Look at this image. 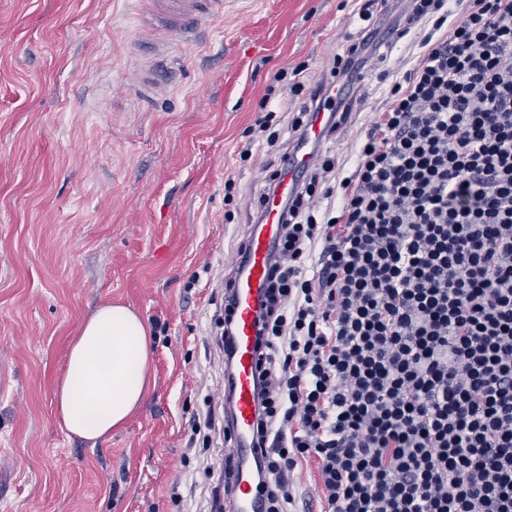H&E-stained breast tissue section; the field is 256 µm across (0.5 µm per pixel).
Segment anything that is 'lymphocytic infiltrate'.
Instances as JSON below:
<instances>
[{
  "label": "lymphocytic infiltrate",
  "mask_w": 512,
  "mask_h": 512,
  "mask_svg": "<svg viewBox=\"0 0 512 512\" xmlns=\"http://www.w3.org/2000/svg\"><path fill=\"white\" fill-rule=\"evenodd\" d=\"M362 22L288 100L263 97L240 159L278 177L313 114L334 139L385 59L417 48L344 167L330 148L282 210L259 317L257 488L288 512L298 468L321 512H512V0H352ZM265 143L267 153L254 151Z\"/></svg>",
  "instance_id": "lymphocytic-infiltrate-1"
}]
</instances>
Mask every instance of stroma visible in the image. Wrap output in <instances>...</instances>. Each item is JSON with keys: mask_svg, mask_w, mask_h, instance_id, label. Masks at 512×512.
Masks as SVG:
<instances>
[{"mask_svg": "<svg viewBox=\"0 0 512 512\" xmlns=\"http://www.w3.org/2000/svg\"><path fill=\"white\" fill-rule=\"evenodd\" d=\"M342 0H225L224 17L150 97L133 76L129 0H0V512H200L188 413L224 390L210 333L221 268L248 228L261 170L238 152L275 74L342 50ZM370 78L335 142L350 159L382 108ZM234 180V199L224 183ZM165 322L139 409L92 445L60 431L54 393L80 324L107 301Z\"/></svg>", "mask_w": 512, "mask_h": 512, "instance_id": "stroma-1", "label": "stroma"}]
</instances>
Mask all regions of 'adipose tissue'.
Returning <instances> with one entry per match:
<instances>
[{"label":"adipose tissue","instance_id":"adipose-tissue-1","mask_svg":"<svg viewBox=\"0 0 512 512\" xmlns=\"http://www.w3.org/2000/svg\"><path fill=\"white\" fill-rule=\"evenodd\" d=\"M151 358L149 330L120 303H105L73 338L66 373L54 395L61 431L95 441L122 426L141 403Z\"/></svg>","mask_w":512,"mask_h":512}]
</instances>
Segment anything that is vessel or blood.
I'll return each mask as SVG.
<instances>
[{
	"label": "vessel or blood",
	"mask_w": 512,
	"mask_h": 512,
	"mask_svg": "<svg viewBox=\"0 0 512 512\" xmlns=\"http://www.w3.org/2000/svg\"><path fill=\"white\" fill-rule=\"evenodd\" d=\"M144 29L152 39L147 47L160 53L166 42L180 41L190 46L198 41L200 29L223 18L224 0H133ZM309 165L307 157L289 158L280 180V194H288ZM264 224L251 227L247 234V259L234 285L233 354L229 363L234 382L231 423L234 441L230 455L238 467V481L231 501V512H266V500L250 476L251 463L261 452L253 440L257 405L254 391L255 343L258 332L256 308L267 283L276 244L278 200L268 203Z\"/></svg>",
	"instance_id": "obj_1"
}]
</instances>
